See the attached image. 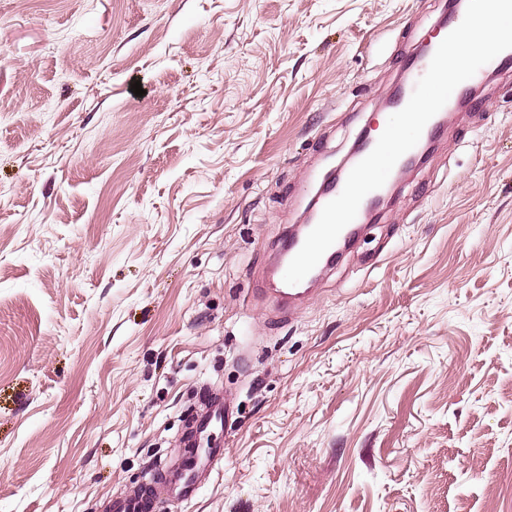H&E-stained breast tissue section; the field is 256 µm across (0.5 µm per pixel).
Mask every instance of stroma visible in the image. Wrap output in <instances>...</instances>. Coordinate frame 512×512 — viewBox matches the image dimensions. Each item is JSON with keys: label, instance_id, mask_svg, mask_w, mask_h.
I'll return each mask as SVG.
<instances>
[{"label": "stroma", "instance_id": "stroma-1", "mask_svg": "<svg viewBox=\"0 0 512 512\" xmlns=\"http://www.w3.org/2000/svg\"><path fill=\"white\" fill-rule=\"evenodd\" d=\"M447 5L0 0V512H103L204 388L224 458L156 512H512V73L267 291ZM389 117L390 116L388 115L383 119V121H382L381 125L379 126L378 131L375 135L371 133V129L369 131H366L365 139L363 140L362 144L360 145L358 153H357L356 163L343 173L340 181L336 185L329 188L327 191H324L320 195L318 202H317V206H316V216H315V220H314L313 224H310L300 234V236L297 239H295L291 242V244L288 248V256L286 257V259L284 261H282L278 265V268H277L279 286H278V288L273 289V293L275 295V298L279 302L288 304V306H289V305L293 304L295 301L299 300L307 292L308 289L303 288V287L307 284L312 273L316 269L320 268L321 264L325 261V259L329 255H331L333 252L336 251V245L346 236V234L349 232V230L352 227H354L355 225L360 224L364 212L370 206V204L373 202V200L376 198V196L380 193V190L382 187L368 193L363 198V200L360 203L356 217L341 231V233L339 234V236H338L337 240L334 242V244L323 254V256L321 257V259L319 260L317 265L308 273V275L300 283H298L296 285H288L287 283H285L284 274H285L291 260L294 258V256L299 252V250L303 246L305 239H306L307 235L309 234V232L318 223V221L321 217L323 208L325 207V205L327 203H329L330 201H332L333 199H335L337 196L340 195V193L342 192V190L345 186L346 180H347L351 170L360 161H362L366 156H368L371 153V151L374 149L379 137L385 130L387 120Z\"/></svg>", "mask_w": 512, "mask_h": 512}]
</instances>
